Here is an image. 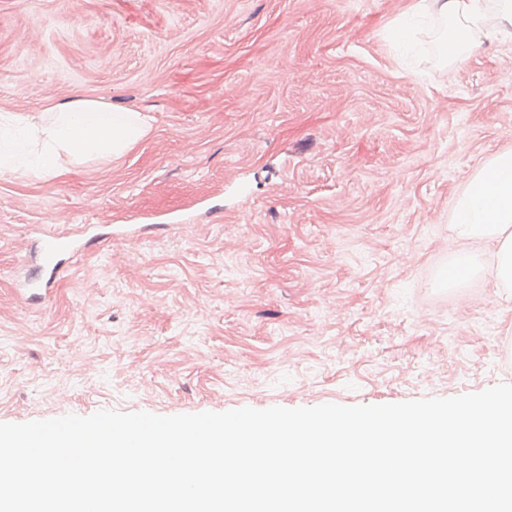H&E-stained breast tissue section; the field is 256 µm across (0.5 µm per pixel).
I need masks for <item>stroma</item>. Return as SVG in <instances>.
<instances>
[{
	"label": "stroma",
	"instance_id": "1",
	"mask_svg": "<svg viewBox=\"0 0 512 512\" xmlns=\"http://www.w3.org/2000/svg\"><path fill=\"white\" fill-rule=\"evenodd\" d=\"M409 0H0V111L153 119L119 159L0 175V422L371 405L512 384V290L443 284L512 149V38L404 53ZM96 243L40 307L41 230ZM492 316V332L478 321Z\"/></svg>",
	"mask_w": 512,
	"mask_h": 512
}]
</instances>
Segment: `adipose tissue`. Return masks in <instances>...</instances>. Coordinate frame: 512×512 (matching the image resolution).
<instances>
[{
    "instance_id": "adipose-tissue-1",
    "label": "adipose tissue",
    "mask_w": 512,
    "mask_h": 512,
    "mask_svg": "<svg viewBox=\"0 0 512 512\" xmlns=\"http://www.w3.org/2000/svg\"><path fill=\"white\" fill-rule=\"evenodd\" d=\"M487 0H413L409 13L428 12L453 24L445 51L459 61L479 44L489 18ZM495 20L512 31V0H497ZM151 118L89 99L49 107L46 115L0 113V175L20 169L57 175L60 161L117 158L143 140ZM456 237L489 243L496 256L495 279L512 287V150L488 158L458 199Z\"/></svg>"
}]
</instances>
